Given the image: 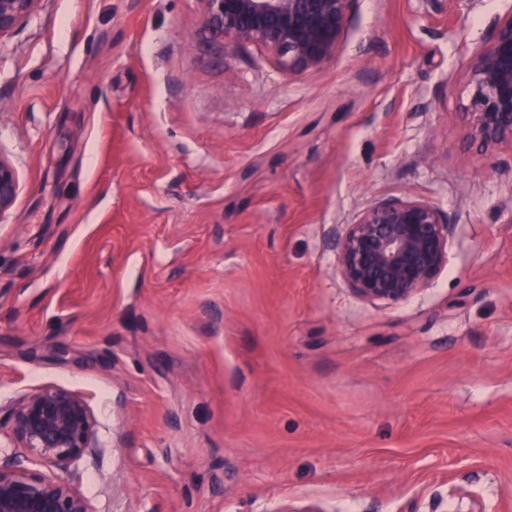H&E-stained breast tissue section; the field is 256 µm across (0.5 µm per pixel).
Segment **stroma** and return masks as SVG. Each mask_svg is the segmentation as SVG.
Here are the masks:
<instances>
[{
    "instance_id": "stroma-1",
    "label": "stroma",
    "mask_w": 512,
    "mask_h": 512,
    "mask_svg": "<svg viewBox=\"0 0 512 512\" xmlns=\"http://www.w3.org/2000/svg\"><path fill=\"white\" fill-rule=\"evenodd\" d=\"M512 0H359L286 75L202 0H37L0 36V421L85 395L94 512H512V146L465 64ZM391 197L451 226L399 304L336 236ZM19 192V179L14 166L0 157V215L8 211L16 202Z\"/></svg>"
}]
</instances>
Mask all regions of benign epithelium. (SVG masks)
Returning <instances> with one entry per match:
<instances>
[{
  "instance_id": "1",
  "label": "benign epithelium",
  "mask_w": 512,
  "mask_h": 512,
  "mask_svg": "<svg viewBox=\"0 0 512 512\" xmlns=\"http://www.w3.org/2000/svg\"><path fill=\"white\" fill-rule=\"evenodd\" d=\"M38 0H0V35L29 16ZM205 25L229 47L256 44L290 75L318 71L336 57L357 0H202ZM469 135L485 147L512 145V7L491 22L467 70ZM19 179L0 157V215L16 202ZM450 224L429 202L388 198L365 209L336 238L337 265L361 299L397 304L427 287L448 263ZM0 444V512H93L90 500L59 476L18 467L27 456L51 471H66L94 439L86 398L45 385L9 415Z\"/></svg>"
}]
</instances>
